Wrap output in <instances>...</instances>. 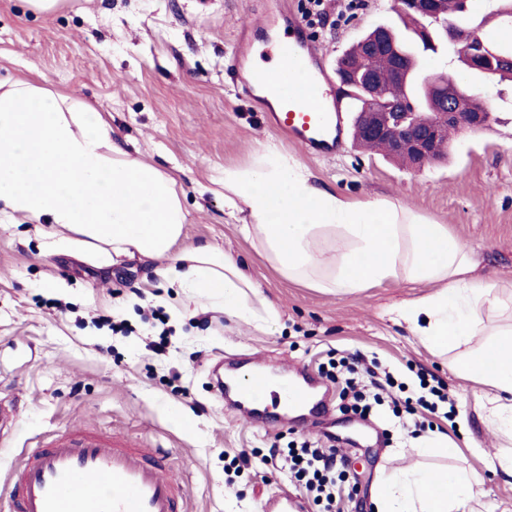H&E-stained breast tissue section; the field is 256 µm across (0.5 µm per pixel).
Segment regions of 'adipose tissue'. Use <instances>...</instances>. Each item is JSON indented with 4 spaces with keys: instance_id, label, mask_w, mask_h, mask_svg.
Listing matches in <instances>:
<instances>
[{
    "instance_id": "adipose-tissue-1",
    "label": "adipose tissue",
    "mask_w": 512,
    "mask_h": 512,
    "mask_svg": "<svg viewBox=\"0 0 512 512\" xmlns=\"http://www.w3.org/2000/svg\"><path fill=\"white\" fill-rule=\"evenodd\" d=\"M224 204L246 210L241 233L284 281L336 295L386 280L435 285L399 307L397 321L451 372L482 384L491 427L512 434V325L493 326L501 300L474 277L475 251L447 225L384 198L356 202L320 189L272 144L252 167L225 170ZM1 215L43 225L45 252L80 240L105 256L165 257L160 276L218 300L229 318L256 325L276 317L223 249H177L187 212L172 175L131 157L75 96L22 78L0 81ZM326 250L324 264L317 256ZM481 495L477 475L445 470L384 473L372 488L377 512H465Z\"/></svg>"
}]
</instances>
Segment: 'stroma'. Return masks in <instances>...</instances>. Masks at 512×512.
Wrapping results in <instances>:
<instances>
[{
  "mask_svg": "<svg viewBox=\"0 0 512 512\" xmlns=\"http://www.w3.org/2000/svg\"><path fill=\"white\" fill-rule=\"evenodd\" d=\"M262 0H60L33 11L27 0H0V80L29 77L75 94L112 125L132 157L173 175L185 192L182 246L212 242L233 256L273 302L274 322L229 319L207 296L170 287L161 259H99L86 246L47 254L39 227L0 218V401L19 414L0 439V496L20 456L76 428L112 434L164 451L188 489L187 512H266L273 495L305 496L270 449L310 439L326 444L323 426L290 421L261 428L227 409L212 391L218 360L261 367L298 362L321 375L330 360L356 354L415 396L420 379L446 386L452 419L418 408L402 424L381 409L371 424L382 444L359 438L341 409L343 380L327 381L330 417L346 441L342 512H369L381 471L441 466L483 479L474 512H512V478L494 463L512 440L494 436L477 383L458 378L405 326L392 308L432 293V286L386 281L338 296L283 281L239 232L241 214L224 205V171L250 167L270 143L300 161L319 185L366 200L386 197L472 245L477 277L512 298V85L473 81L497 116L489 129L452 137L446 160L410 170L347 143L326 158L302 153L270 128L259 104L231 78L238 29L266 42ZM390 0H358L336 24L309 28L334 71L341 52L369 28L394 20ZM168 337L164 353L149 346ZM447 437L448 453L421 454L409 430Z\"/></svg>",
  "mask_w": 512,
  "mask_h": 512,
  "instance_id": "obj_1",
  "label": "stroma"
}]
</instances>
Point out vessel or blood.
I'll return each mask as SVG.
<instances>
[{"label":"vessel or blood","instance_id":"vessel-or-blood-1","mask_svg":"<svg viewBox=\"0 0 512 512\" xmlns=\"http://www.w3.org/2000/svg\"><path fill=\"white\" fill-rule=\"evenodd\" d=\"M249 30V25L241 26L235 55L250 69L241 79L245 93L260 100L277 82L253 69L256 47ZM275 50L304 73L310 85L329 83L322 55L304 36L298 18L289 19L288 35ZM342 112L341 104H330L322 95L308 103L285 100L269 108L267 119L304 154L328 157L346 144ZM266 388L267 374L262 370L224 380L225 395L238 397L239 412L255 420L270 421L278 415L276 406L265 399ZM315 388V381L299 368L283 379L280 393L289 411L315 417L325 409ZM185 497L181 474L166 466L158 449L75 429L24 454L14 465L6 512H181Z\"/></svg>","mask_w":512,"mask_h":512}]
</instances>
